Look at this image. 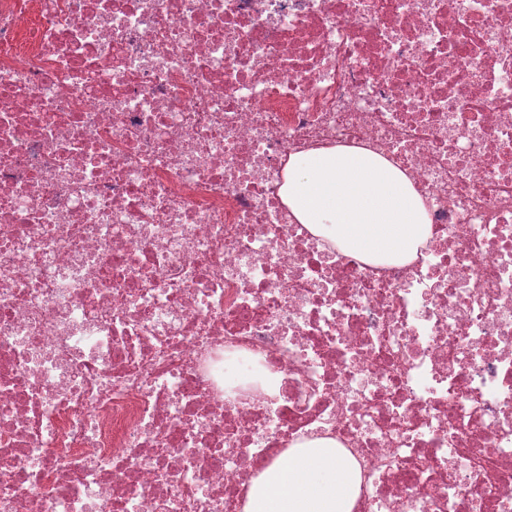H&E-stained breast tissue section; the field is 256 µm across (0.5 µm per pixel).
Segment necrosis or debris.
<instances>
[{"label": "necrosis or debris", "mask_w": 512, "mask_h": 512, "mask_svg": "<svg viewBox=\"0 0 512 512\" xmlns=\"http://www.w3.org/2000/svg\"><path fill=\"white\" fill-rule=\"evenodd\" d=\"M336 147L411 261L288 208ZM323 438L353 512H512V0H0V512H244Z\"/></svg>", "instance_id": "4bbe7bcc"}]
</instances>
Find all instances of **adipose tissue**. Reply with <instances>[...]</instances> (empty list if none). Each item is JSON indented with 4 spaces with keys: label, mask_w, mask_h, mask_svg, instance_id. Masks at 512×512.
<instances>
[{
    "label": "adipose tissue",
    "mask_w": 512,
    "mask_h": 512,
    "mask_svg": "<svg viewBox=\"0 0 512 512\" xmlns=\"http://www.w3.org/2000/svg\"><path fill=\"white\" fill-rule=\"evenodd\" d=\"M353 472L336 443L310 441L266 467L252 482L245 512H351Z\"/></svg>",
    "instance_id": "obj_1"
}]
</instances>
